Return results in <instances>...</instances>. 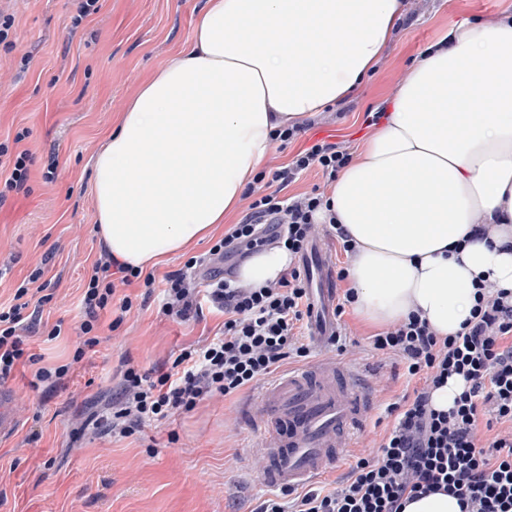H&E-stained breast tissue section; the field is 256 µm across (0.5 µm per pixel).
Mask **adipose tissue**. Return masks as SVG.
Returning <instances> with one entry per match:
<instances>
[{"label":"adipose tissue","instance_id":"adipose-tissue-1","mask_svg":"<svg viewBox=\"0 0 512 512\" xmlns=\"http://www.w3.org/2000/svg\"><path fill=\"white\" fill-rule=\"evenodd\" d=\"M402 16V0H206L188 47L139 85L93 158L112 256L148 270L212 234L278 131L346 98ZM327 203L358 246L348 284L369 321L416 310L448 336L477 287L512 289V18L451 29L412 63ZM477 224L497 230L470 240ZM288 265L265 250L239 278L260 286Z\"/></svg>","mask_w":512,"mask_h":512}]
</instances>
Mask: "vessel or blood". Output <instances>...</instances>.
<instances>
[{"label":"vessel or blood","mask_w":512,"mask_h":512,"mask_svg":"<svg viewBox=\"0 0 512 512\" xmlns=\"http://www.w3.org/2000/svg\"><path fill=\"white\" fill-rule=\"evenodd\" d=\"M313 300L311 336L324 345L336 333V277L320 247L304 255ZM257 477L273 489L299 487L340 467L376 406L367 372L323 355L272 379L258 396ZM17 391L0 383V438L18 427Z\"/></svg>","instance_id":"1"}]
</instances>
